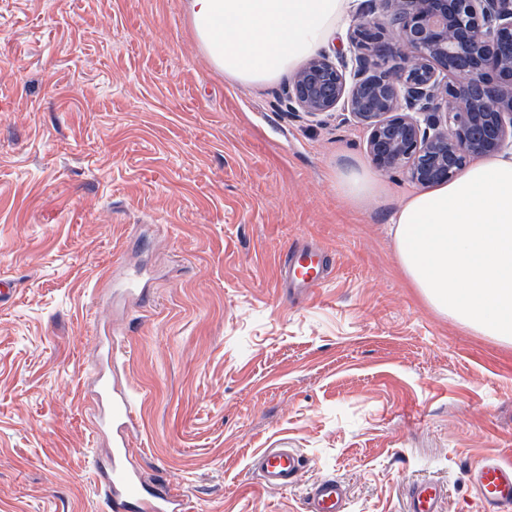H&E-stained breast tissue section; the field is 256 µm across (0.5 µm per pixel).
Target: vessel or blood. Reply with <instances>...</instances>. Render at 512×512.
I'll use <instances>...</instances> for the list:
<instances>
[{"mask_svg": "<svg viewBox=\"0 0 512 512\" xmlns=\"http://www.w3.org/2000/svg\"><path fill=\"white\" fill-rule=\"evenodd\" d=\"M333 261L324 250L294 244L281 256L279 274L286 287L308 289L320 286L330 276ZM101 394L108 411L101 415L100 427L113 430L111 457L98 465L97 474L112 512H186V501L165 485L144 486L129 459L125 431L136 418L135 399L123 390L102 383ZM253 467L263 485L277 490L298 481L305 462L292 448H267L253 459ZM470 482L487 512H512V464L497 458L479 462L470 472ZM443 491L435 485H416L409 491V512H437ZM345 486L333 478L313 483L306 495V512H347Z\"/></svg>", "mask_w": 512, "mask_h": 512, "instance_id": "1", "label": "vessel or blood"}]
</instances>
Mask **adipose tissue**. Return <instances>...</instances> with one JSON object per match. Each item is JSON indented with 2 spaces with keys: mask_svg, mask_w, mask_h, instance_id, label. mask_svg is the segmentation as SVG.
<instances>
[{
  "mask_svg": "<svg viewBox=\"0 0 512 512\" xmlns=\"http://www.w3.org/2000/svg\"><path fill=\"white\" fill-rule=\"evenodd\" d=\"M198 42L228 77L272 84L327 45L354 0H187ZM352 206L381 194L368 169L336 173ZM400 268L437 310L512 344V155L411 194L392 217Z\"/></svg>",
  "mask_w": 512,
  "mask_h": 512,
  "instance_id": "adipose-tissue-1",
  "label": "adipose tissue"
}]
</instances>
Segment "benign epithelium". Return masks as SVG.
<instances>
[{"label":"benign epithelium","instance_id":"benign-epithelium-1","mask_svg":"<svg viewBox=\"0 0 512 512\" xmlns=\"http://www.w3.org/2000/svg\"><path fill=\"white\" fill-rule=\"evenodd\" d=\"M512 0H370L339 45L289 80L288 107L316 117L344 111L370 128L382 171L446 183L473 157L512 145Z\"/></svg>","mask_w":512,"mask_h":512}]
</instances>
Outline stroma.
Wrapping results in <instances>:
<instances>
[{
	"mask_svg": "<svg viewBox=\"0 0 512 512\" xmlns=\"http://www.w3.org/2000/svg\"><path fill=\"white\" fill-rule=\"evenodd\" d=\"M185 2L0 0V512H109L110 336L131 461L189 512H304L325 476L349 512H407L423 483L438 512H483L469 471L512 462V345L404 277L391 219L416 183L375 171L361 208L337 193V168L371 163L368 129L225 76ZM297 241L336 267L291 294ZM283 444L305 468L271 490L252 461Z\"/></svg>",
	"mask_w": 512,
	"mask_h": 512,
	"instance_id": "obj_1",
	"label": "stroma"
}]
</instances>
